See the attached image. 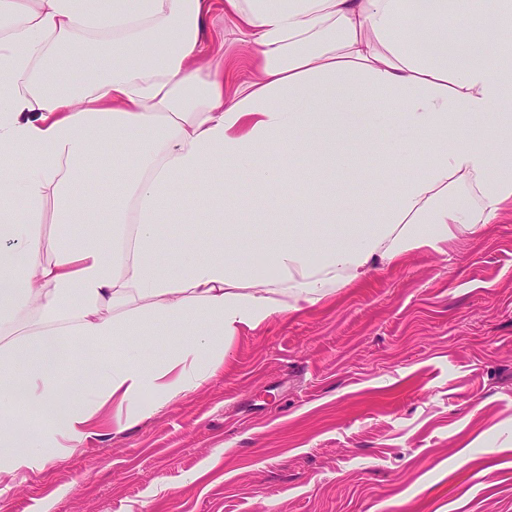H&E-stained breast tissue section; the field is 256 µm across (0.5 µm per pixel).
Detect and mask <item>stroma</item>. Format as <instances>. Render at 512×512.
<instances>
[{
  "label": "stroma",
  "mask_w": 512,
  "mask_h": 512,
  "mask_svg": "<svg viewBox=\"0 0 512 512\" xmlns=\"http://www.w3.org/2000/svg\"><path fill=\"white\" fill-rule=\"evenodd\" d=\"M0 482V512H512V211L306 313L223 374Z\"/></svg>",
  "instance_id": "stroma-1"
}]
</instances>
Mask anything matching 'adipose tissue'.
Here are the masks:
<instances>
[{
  "label": "adipose tissue",
  "mask_w": 512,
  "mask_h": 512,
  "mask_svg": "<svg viewBox=\"0 0 512 512\" xmlns=\"http://www.w3.org/2000/svg\"><path fill=\"white\" fill-rule=\"evenodd\" d=\"M216 5L244 71L205 35ZM271 150L308 171L317 207L241 192L286 178ZM368 155L416 173L382 204L338 193L371 182ZM92 168L109 195L72 193ZM510 210L512 0H0V478L148 419L222 373L241 329ZM49 218L79 230L45 233ZM172 325L188 343L147 359L144 328Z\"/></svg>",
  "instance_id": "ef3b65f1"
}]
</instances>
